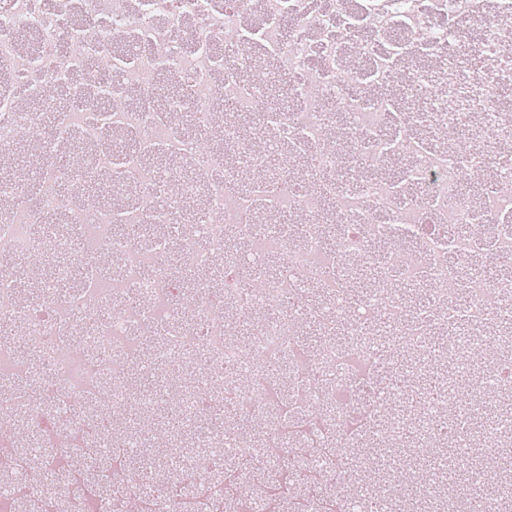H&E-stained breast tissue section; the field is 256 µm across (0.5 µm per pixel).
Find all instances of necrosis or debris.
<instances>
[{
	"label": "necrosis or debris",
	"instance_id": "1",
	"mask_svg": "<svg viewBox=\"0 0 512 512\" xmlns=\"http://www.w3.org/2000/svg\"><path fill=\"white\" fill-rule=\"evenodd\" d=\"M475 53L487 67L464 77L456 64ZM510 87L512 0H495L489 21L481 0H0V147L39 148L30 177L0 180V251L20 261L0 272V323L25 344L0 339V512H278L270 490L286 463L333 467L379 403L350 359L425 341L400 286L431 282L440 319L465 291L479 328L506 309L512 281H489L480 260L512 252V166L488 169L478 144L512 141ZM229 100L233 116L219 117ZM255 112L243 132L236 115ZM462 124L467 140L449 149L416 132ZM348 154L365 178L342 166ZM391 160L405 161L401 177L377 175ZM487 170L492 189L462 192ZM288 209L307 224L295 242ZM166 252L191 284L151 268ZM363 276L376 286L349 309ZM295 294L305 307H289ZM257 305L239 343L233 317ZM312 312L350 340L326 335L300 362ZM384 313L386 342L369 331ZM192 359L176 398L185 426L164 457L181 488L165 494L128 468L139 437L102 445L131 408L168 397L131 391L134 368ZM281 362L284 383L266 371ZM227 401L235 418L266 416L263 434L199 433L205 408ZM233 455L257 469L229 489L214 462Z\"/></svg>",
	"mask_w": 512,
	"mask_h": 512
}]
</instances>
